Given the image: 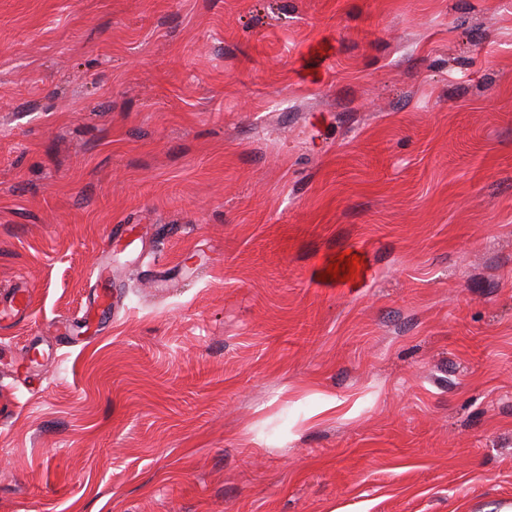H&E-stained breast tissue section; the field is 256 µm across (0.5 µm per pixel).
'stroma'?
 <instances>
[{
  "instance_id": "stroma-1",
  "label": "stroma",
  "mask_w": 512,
  "mask_h": 512,
  "mask_svg": "<svg viewBox=\"0 0 512 512\" xmlns=\"http://www.w3.org/2000/svg\"><path fill=\"white\" fill-rule=\"evenodd\" d=\"M18 278L0 512H512V0H0Z\"/></svg>"
}]
</instances>
